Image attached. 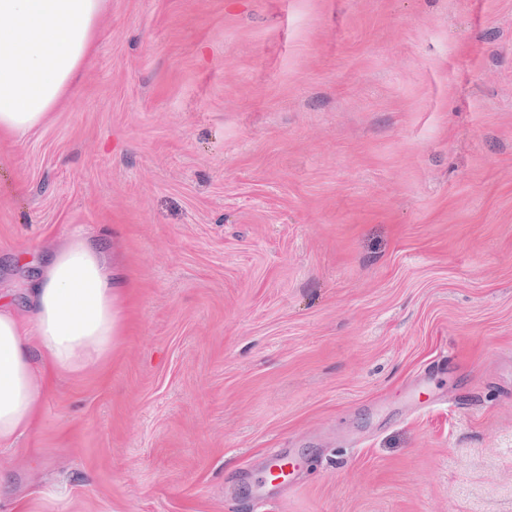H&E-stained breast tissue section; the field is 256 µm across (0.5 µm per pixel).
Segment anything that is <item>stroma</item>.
<instances>
[{"instance_id":"stroma-1","label":"stroma","mask_w":512,"mask_h":512,"mask_svg":"<svg viewBox=\"0 0 512 512\" xmlns=\"http://www.w3.org/2000/svg\"><path fill=\"white\" fill-rule=\"evenodd\" d=\"M78 225L134 297L0 512H512V0H106L0 295Z\"/></svg>"}]
</instances>
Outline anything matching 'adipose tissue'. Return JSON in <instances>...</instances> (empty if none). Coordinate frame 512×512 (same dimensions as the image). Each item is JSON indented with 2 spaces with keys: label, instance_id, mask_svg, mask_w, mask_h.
Here are the masks:
<instances>
[{
  "label": "adipose tissue",
  "instance_id": "adipose-tissue-1",
  "mask_svg": "<svg viewBox=\"0 0 512 512\" xmlns=\"http://www.w3.org/2000/svg\"><path fill=\"white\" fill-rule=\"evenodd\" d=\"M103 0H0V139L24 138L78 83ZM128 292L105 246L73 233L45 261L27 307L0 301V445L37 426V372L77 373L111 354Z\"/></svg>",
  "mask_w": 512,
  "mask_h": 512
}]
</instances>
